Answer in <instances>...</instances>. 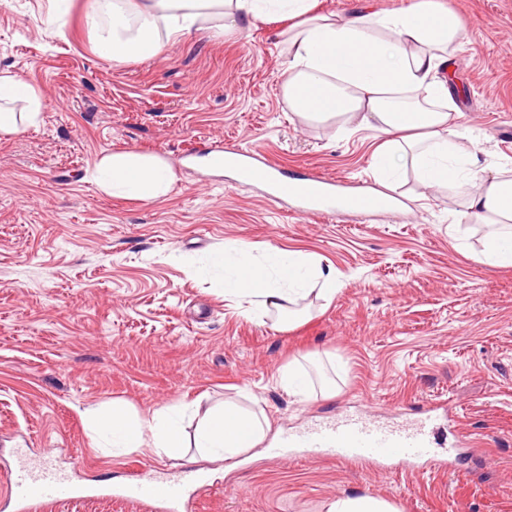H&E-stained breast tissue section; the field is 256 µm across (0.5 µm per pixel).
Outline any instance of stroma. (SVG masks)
Listing matches in <instances>:
<instances>
[{
  "instance_id": "stroma-1",
  "label": "stroma",
  "mask_w": 512,
  "mask_h": 512,
  "mask_svg": "<svg viewBox=\"0 0 512 512\" xmlns=\"http://www.w3.org/2000/svg\"><path fill=\"white\" fill-rule=\"evenodd\" d=\"M74 0L65 40L48 0H0V70L45 98L38 125L0 139V499L17 457L49 461L101 485L193 470L209 484L193 512H327L373 495L397 512H512V266L479 263L488 228L454 222L458 192L425 186L413 166L380 183L379 140L305 123L281 93L276 25L225 38L204 28L143 61L99 57ZM459 15L450 98L467 149L512 159V0H440ZM258 148L290 173L372 193L395 208L308 217L206 167L202 146ZM132 150L167 163V194L139 202L102 193L87 172ZM298 251L332 269V301L302 318L256 316L225 296L211 255ZM332 368L333 389L280 384L283 366ZM125 400L140 419L178 403L232 401L266 417L267 443L226 460L188 448L113 455L91 415ZM452 405L431 425L437 451L465 445L452 474L417 475L359 461L274 454L288 430L371 409L375 417Z\"/></svg>"
}]
</instances>
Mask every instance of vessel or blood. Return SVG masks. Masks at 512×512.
<instances>
[{"label": "vessel or blood", "mask_w": 512, "mask_h": 512, "mask_svg": "<svg viewBox=\"0 0 512 512\" xmlns=\"http://www.w3.org/2000/svg\"><path fill=\"white\" fill-rule=\"evenodd\" d=\"M215 166H229L240 179L262 184L270 200H295L303 212L325 215L336 209V182L323 177H288L274 164L260 162L255 150L232 145L213 151ZM306 449L311 456L339 461L362 459L391 461L406 465L421 462L424 471H444L454 467L453 459L442 458L432 447L427 420L411 426L366 418L358 412L341 415L332 421L310 424L284 435L280 452ZM16 492L11 500L14 512H38L66 498L88 495L89 490L72 477L46 462L39 466H20L14 475ZM193 472L183 479L145 477L126 485L123 496L138 512H184L188 488L200 484Z\"/></svg>", "instance_id": "1"}]
</instances>
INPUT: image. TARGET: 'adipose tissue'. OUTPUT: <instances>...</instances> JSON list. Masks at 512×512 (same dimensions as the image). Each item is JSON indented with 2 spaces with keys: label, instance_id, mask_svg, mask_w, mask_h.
Instances as JSON below:
<instances>
[{
  "label": "adipose tissue",
  "instance_id": "adipose-tissue-1",
  "mask_svg": "<svg viewBox=\"0 0 512 512\" xmlns=\"http://www.w3.org/2000/svg\"><path fill=\"white\" fill-rule=\"evenodd\" d=\"M272 21L280 22L277 36L287 46L281 88L290 111L305 121L340 120L345 132L376 131L382 143L373 166L381 181H390L408 158L427 185L460 188L468 212L500 227L486 240L485 262L511 266L512 165L482 166L476 152L459 145L462 114L448 97L462 25L438 0H412L392 13L324 11L319 0H93L84 15L96 53L110 61L152 58L207 26L222 36ZM44 109L40 90L0 70V138L37 123ZM91 177L109 195L150 202L168 192L174 174L156 157L124 150L103 156ZM214 265L225 295L248 299L265 314L283 313L311 295L329 302L339 290L335 273L311 255L275 251L258 260L241 245ZM180 414L176 408L145 422L116 400L95 425L111 439L113 454L150 446L180 459ZM266 426V419L227 402L203 413L194 446L238 456L264 441Z\"/></svg>",
  "mask_w": 512,
  "mask_h": 512
}]
</instances>
